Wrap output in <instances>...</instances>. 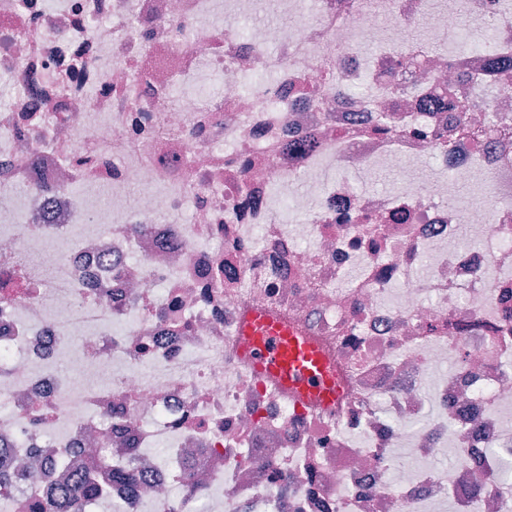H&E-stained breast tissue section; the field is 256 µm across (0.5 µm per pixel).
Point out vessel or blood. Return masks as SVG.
<instances>
[{
    "mask_svg": "<svg viewBox=\"0 0 512 512\" xmlns=\"http://www.w3.org/2000/svg\"><path fill=\"white\" fill-rule=\"evenodd\" d=\"M239 355L260 378L313 408L335 410L344 381L323 347L264 313L247 315L239 328Z\"/></svg>",
    "mask_w": 512,
    "mask_h": 512,
    "instance_id": "obj_1",
    "label": "vessel or blood"
}]
</instances>
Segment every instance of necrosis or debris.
I'll return each instance as SVG.
<instances>
[{
    "label": "necrosis or debris",
    "mask_w": 512,
    "mask_h": 512,
    "mask_svg": "<svg viewBox=\"0 0 512 512\" xmlns=\"http://www.w3.org/2000/svg\"><path fill=\"white\" fill-rule=\"evenodd\" d=\"M254 5L0 0V445L42 452L15 512L61 460L137 483L85 512H512V152L468 135L512 130V68L493 64L512 14L469 0L488 42L435 58L461 27L448 10L408 41L425 0H273L277 21L243 28ZM381 112L396 137L374 132ZM428 157L446 179L353 186ZM480 171L488 205L448 201ZM252 311L322 345L349 380L337 413L241 363Z\"/></svg>",
    "instance_id": "obj_1"
}]
</instances>
